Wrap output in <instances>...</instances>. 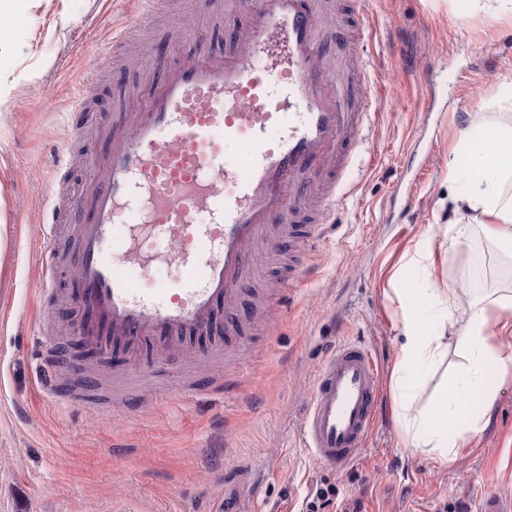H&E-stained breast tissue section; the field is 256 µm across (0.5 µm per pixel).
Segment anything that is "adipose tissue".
I'll return each instance as SVG.
<instances>
[{"mask_svg": "<svg viewBox=\"0 0 512 512\" xmlns=\"http://www.w3.org/2000/svg\"><path fill=\"white\" fill-rule=\"evenodd\" d=\"M500 112L470 125L448 165V196L460 218L446 226L423 257H464L475 229L494 244L512 245V89L504 88ZM404 338L390 374L395 416L412 453L441 464L490 421L497 394L512 377V289L502 288L456 303L457 292L427 270L413 287L393 281ZM460 361L446 370L449 354ZM442 376L426 401L418 396L426 371Z\"/></svg>", "mask_w": 512, "mask_h": 512, "instance_id": "obj_1", "label": "adipose tissue"}]
</instances>
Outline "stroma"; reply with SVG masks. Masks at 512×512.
I'll use <instances>...</instances> for the list:
<instances>
[{
	"mask_svg": "<svg viewBox=\"0 0 512 512\" xmlns=\"http://www.w3.org/2000/svg\"><path fill=\"white\" fill-rule=\"evenodd\" d=\"M323 32L345 56L357 19L351 0H327ZM225 0H165L154 12L131 0H20L0 47V212L10 244L0 264V512H306L315 486L335 488L329 512H481L487 499L512 498V379L491 420L443 466L406 448L393 416L389 375L403 341L393 275L423 271L412 258L456 223L448 164L461 131L499 111L512 79V13L474 17L465 0H369L373 28L365 57L386 88L384 114L351 160L356 195L329 213L316 250L284 245L259 260L241 305L250 318L234 335L198 336L182 355L159 362L145 345L139 363L160 366L167 401L139 395L95 404H56L39 386L45 364L60 384L110 387L124 362L80 357L71 325L81 308L70 261L53 296L33 279L42 244L37 227L56 188L53 150L104 155L157 78L149 61L178 26L206 30L217 54L233 50L239 16ZM137 38L112 53V35ZM104 69L85 108L71 101L91 66ZM476 294L512 285L508 250L486 246ZM309 273L285 311L259 308L262 292L289 270ZM352 340L381 366L377 419L367 445L333 470L300 439L304 409L326 349ZM226 355L228 365L203 366ZM238 370L236 397L223 390L184 401V390Z\"/></svg>",
	"mask_w": 512,
	"mask_h": 512,
	"instance_id": "1",
	"label": "stroma"
}]
</instances>
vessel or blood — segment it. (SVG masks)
Wrapping results in <instances>:
<instances>
[{
  "label": "vessel or blood",
  "mask_w": 512,
  "mask_h": 512,
  "mask_svg": "<svg viewBox=\"0 0 512 512\" xmlns=\"http://www.w3.org/2000/svg\"><path fill=\"white\" fill-rule=\"evenodd\" d=\"M241 21L237 49L221 55L194 31L197 48L177 43L157 59L159 77L144 106L113 139L107 160L87 156L88 195L60 183L41 231L75 215V301L101 350L148 343L182 353L193 337L232 329L260 254L273 252L274 226L293 234L312 200L327 211L361 132L381 112L371 90L353 94L331 73L320 34L327 20L313 0H230ZM169 242L155 254L150 239ZM181 277L154 287L156 261ZM60 276L55 251L38 278L50 293ZM380 367L365 346L345 342L321 361L303 423V442L330 468L348 465L374 425Z\"/></svg>",
  "instance_id": "b4317fda"
}]
</instances>
